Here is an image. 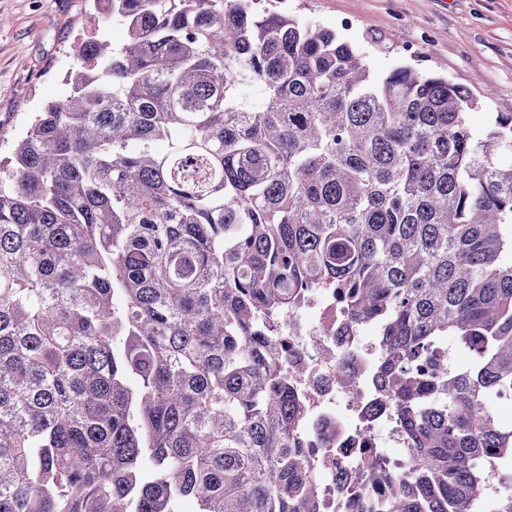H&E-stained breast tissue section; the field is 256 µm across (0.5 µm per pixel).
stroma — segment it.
<instances>
[{
    "label": "stroma",
    "instance_id": "stroma-1",
    "mask_svg": "<svg viewBox=\"0 0 512 512\" xmlns=\"http://www.w3.org/2000/svg\"><path fill=\"white\" fill-rule=\"evenodd\" d=\"M272 7L336 31L373 72L407 63L481 96L469 123L486 132L512 114V0H272ZM125 39L100 28L89 0H0V161L36 112L64 92L79 41Z\"/></svg>",
    "mask_w": 512,
    "mask_h": 512
}]
</instances>
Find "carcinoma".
Returning <instances> with one entry per match:
<instances>
[{"label":"carcinoma","instance_id":"carcinoma-1","mask_svg":"<svg viewBox=\"0 0 512 512\" xmlns=\"http://www.w3.org/2000/svg\"><path fill=\"white\" fill-rule=\"evenodd\" d=\"M242 0H93L0 164V512H319L277 337L318 286L381 329L407 469L361 512H479L512 466V114ZM454 336L474 357L437 362Z\"/></svg>","mask_w":512,"mask_h":512}]
</instances>
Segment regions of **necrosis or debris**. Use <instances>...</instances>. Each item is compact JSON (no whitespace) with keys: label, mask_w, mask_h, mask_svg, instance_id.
I'll return each instance as SVG.
<instances>
[{"label":"necrosis or debris","mask_w":512,"mask_h":512,"mask_svg":"<svg viewBox=\"0 0 512 512\" xmlns=\"http://www.w3.org/2000/svg\"><path fill=\"white\" fill-rule=\"evenodd\" d=\"M261 324L282 337L295 386L308 406L302 429L316 440L312 454L321 512H352L342 474L371 456L383 457L395 471L406 467L405 457L382 454L398 435L376 385V328L351 322L332 288L313 289L286 316L265 318Z\"/></svg>","instance_id":"1"}]
</instances>
